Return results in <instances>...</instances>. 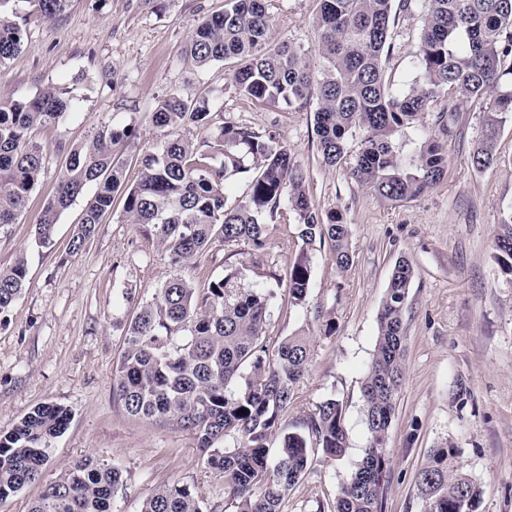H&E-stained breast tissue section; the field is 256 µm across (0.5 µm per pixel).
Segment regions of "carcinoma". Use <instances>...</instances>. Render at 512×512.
Listing matches in <instances>:
<instances>
[{
    "label": "carcinoma",
    "instance_id": "1",
    "mask_svg": "<svg viewBox=\"0 0 512 512\" xmlns=\"http://www.w3.org/2000/svg\"><path fill=\"white\" fill-rule=\"evenodd\" d=\"M0 0V63L20 50L23 31ZM316 48L325 65L321 78L309 70L305 51L273 36L270 0H224L191 34L187 54L197 67L228 66L243 96L260 104L303 107L313 112L317 148L325 165L349 161L358 183L393 202L413 200L436 185L448 168V150L423 118L434 102H446L448 136H453L459 101L484 103V132L473 153L476 168L498 161L496 139L512 119V0H422L417 76L395 88L385 77L391 23L409 0H318ZM63 89L47 88L31 98L0 100V225L13 224L26 208L44 170L46 148L35 131L69 111ZM213 90L187 99L171 92L151 121L160 132L157 151L139 159V178L126 183L119 153L137 136L131 126L104 123L75 145L53 198L36 224L39 243L50 242L59 217L90 183L96 193L79 219L73 247L80 248L111 210L114 193L124 192L123 210L182 265L216 241L263 248L267 221L282 200L309 244L328 237L337 266L350 262L349 225L336 211L323 215L305 191L304 173L288 148L271 134L222 124L209 141L188 138L191 126L211 123ZM357 152L348 151L354 130ZM417 131L415 150L403 153L400 137ZM252 172L244 199L230 204L226 181ZM496 259L512 276V208L502 213L495 237ZM414 277L409 261L392 269L378 312V334L362 384L369 444L333 512H382L388 465L386 445L395 400L404 374L403 315ZM311 279V260L300 249L288 277L291 303H302ZM26 264L19 256L0 269V316L20 297ZM269 300L261 288H247L238 271H227L200 291L173 276L157 297L143 304L127 324L113 392L132 417L172 421L195 434L205 466L224 478L234 512H283L285 495L306 474L310 452L337 460L347 434L342 403L327 398L303 420L305 432H288L270 457L269 438L294 402V386L307 370L310 338L300 331L274 348L263 341ZM70 410L42 403L7 432H0V504L36 481L53 453V441L67 429ZM449 442L433 448L417 474L424 512H480L483 491L459 466ZM122 470L94 457L69 465L45 487L29 512H112L123 485ZM141 512H205L198 493L173 482L156 489Z\"/></svg>",
    "mask_w": 512,
    "mask_h": 512
}]
</instances>
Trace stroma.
<instances>
[{
    "label": "stroma",
    "instance_id": "obj_1",
    "mask_svg": "<svg viewBox=\"0 0 512 512\" xmlns=\"http://www.w3.org/2000/svg\"><path fill=\"white\" fill-rule=\"evenodd\" d=\"M222 0H68L52 18L31 0H16L24 36L20 51L0 65V96L26 98L49 87L69 91L73 111L40 128L48 160L28 207L0 226V268L27 260L26 287L0 316V432L36 405L52 401L72 412L55 439L40 478L0 504V512H28L46 485L69 463L92 455L123 470L112 512H141L159 486L190 485L205 508L226 512L224 480L207 469L193 434L166 422L128 415L113 396L126 324L164 281L180 275L203 288L225 269L244 272L246 284L270 294L265 339L274 343L306 331L310 364L294 388L282 432L302 431L320 401L345 408L348 449L331 460L311 456L306 475L288 493L284 512L331 507L368 445L361 382L377 339V313L396 261L408 260L414 278L404 316V378L387 440L390 459L382 512H423L415 480L432 448L450 442L483 490L481 512H512V281L495 261L494 236L503 209L512 207V122L501 128L496 165L471 163L483 114L461 105L447 140L448 170L433 188L394 203L359 185L348 164L324 165L317 150L313 106L261 105L239 95L223 64L197 69L185 54L196 25ZM317 0H273L277 40L304 46L313 72L323 68L315 43ZM421 26L417 7L398 12L390 29L393 51L385 75L394 86L415 76L412 52ZM217 92L220 106L193 141L228 123L279 137L306 172V191L321 211L343 214L350 226L351 261L337 267L329 240L302 245L294 214L282 211L261 250L216 242L189 262L172 265L137 225L127 223L122 197L80 250H72L79 216L96 188L63 213L53 241L41 246L35 224L55 193L72 145L104 122L132 126L124 148L128 181L136 158L154 151L151 123L171 92L195 97ZM311 259L305 302L288 303V273L299 249Z\"/></svg>",
    "mask_w": 512,
    "mask_h": 512
}]
</instances>
